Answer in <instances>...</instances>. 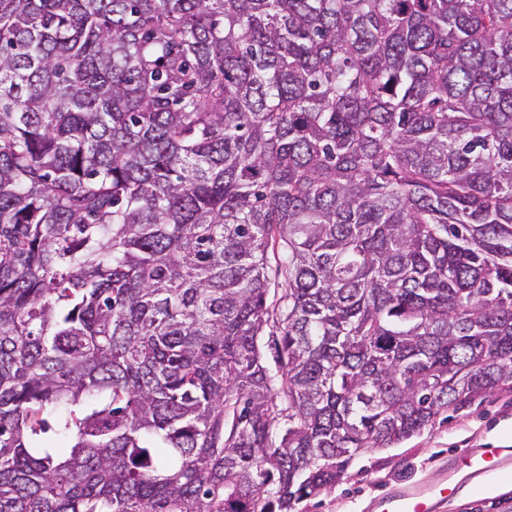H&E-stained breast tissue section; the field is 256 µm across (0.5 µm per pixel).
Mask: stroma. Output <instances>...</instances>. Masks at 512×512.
Listing matches in <instances>:
<instances>
[{
	"mask_svg": "<svg viewBox=\"0 0 512 512\" xmlns=\"http://www.w3.org/2000/svg\"><path fill=\"white\" fill-rule=\"evenodd\" d=\"M498 448L505 467L487 480L453 472L466 451ZM455 479L461 491L436 512H512V392L498 391L458 410L441 413L419 434L388 448H373L349 465L332 490L304 501L300 512H373L383 491Z\"/></svg>",
	"mask_w": 512,
	"mask_h": 512,
	"instance_id": "stroma-1",
	"label": "stroma"
}]
</instances>
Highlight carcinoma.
I'll return each instance as SVG.
<instances>
[{"label":"carcinoma","mask_w":512,"mask_h":512,"mask_svg":"<svg viewBox=\"0 0 512 512\" xmlns=\"http://www.w3.org/2000/svg\"><path fill=\"white\" fill-rule=\"evenodd\" d=\"M501 389L512 0H0V512H297ZM281 259L280 250L275 253L270 249L267 255L265 274L268 280V294H267V305L273 308L276 299L279 298L281 285L283 283V276L278 272ZM278 291V294H277ZM276 292V294H275ZM275 294V296H274Z\"/></svg>","instance_id":"obj_1"}]
</instances>
